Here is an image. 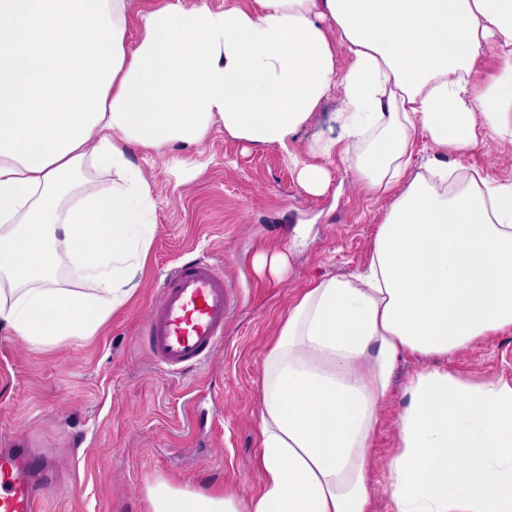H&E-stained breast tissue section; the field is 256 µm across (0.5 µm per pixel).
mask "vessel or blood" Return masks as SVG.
Wrapping results in <instances>:
<instances>
[{"instance_id": "b4317fda", "label": "vessel or blood", "mask_w": 512, "mask_h": 512, "mask_svg": "<svg viewBox=\"0 0 512 512\" xmlns=\"http://www.w3.org/2000/svg\"><path fill=\"white\" fill-rule=\"evenodd\" d=\"M232 307L231 285L210 262L176 267L147 323L150 353L169 372L201 365L222 342ZM38 468L27 449L0 454V512H37Z\"/></svg>"}]
</instances>
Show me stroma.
Segmentation results:
<instances>
[{
	"instance_id": "1",
	"label": "stroma",
	"mask_w": 512,
	"mask_h": 512,
	"mask_svg": "<svg viewBox=\"0 0 512 512\" xmlns=\"http://www.w3.org/2000/svg\"><path fill=\"white\" fill-rule=\"evenodd\" d=\"M339 95L325 100L291 142L305 152L335 138ZM189 154L197 178L172 173L166 157L136 153L154 183V239L134 297L95 333L33 345L0 332V451L40 448L56 481L38 512H149L146 491L220 486L241 502L261 487L257 467L263 361L297 295L320 277L347 275L369 260L391 195L365 197L340 156L327 160V190L308 194L285 152L256 149L214 127ZM512 182V143L478 137L461 159ZM284 254L282 275L261 257ZM204 259L222 267L237 293L224 339L203 366L163 371L144 341L168 273ZM448 369L481 380L512 377V332L450 357ZM418 362L400 361L382 407L375 454L387 463L404 387Z\"/></svg>"
}]
</instances>
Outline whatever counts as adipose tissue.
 <instances>
[{"label": "adipose tissue", "instance_id": "1", "mask_svg": "<svg viewBox=\"0 0 512 512\" xmlns=\"http://www.w3.org/2000/svg\"><path fill=\"white\" fill-rule=\"evenodd\" d=\"M130 2L0 0V329L90 336L130 300L155 235L135 150L217 124L284 149L340 91V137L288 161L313 195L337 154L367 194L394 193L369 261L305 288L266 353L260 493L159 481L150 512H371L378 409L405 357L420 367L387 468L394 512H512V379L441 366L512 331V183L446 186L478 134L512 140V0ZM490 52L498 73L472 81ZM420 134L434 152L414 174ZM87 164L116 180H79ZM64 262L90 291L63 286Z\"/></svg>", "mask_w": 512, "mask_h": 512}]
</instances>
